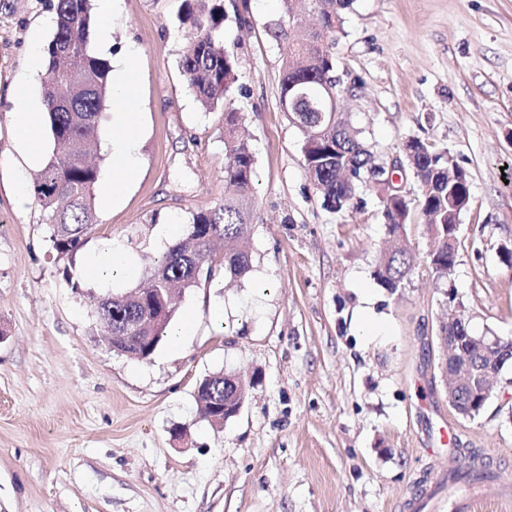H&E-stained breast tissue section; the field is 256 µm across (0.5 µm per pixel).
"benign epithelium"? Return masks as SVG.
I'll return each mask as SVG.
<instances>
[{
	"label": "benign epithelium",
	"instance_id": "1",
	"mask_svg": "<svg viewBox=\"0 0 512 512\" xmlns=\"http://www.w3.org/2000/svg\"><path fill=\"white\" fill-rule=\"evenodd\" d=\"M402 169V162L398 158L387 167L377 164L373 179L382 186L389 185L395 182L394 175ZM134 299L150 301L155 313L146 319L132 321L121 331L112 334L111 348L127 355L130 354L128 347L132 335L147 330L150 324L164 318L170 306V302L164 296L152 294L150 288L136 289ZM472 339L474 338L470 336L463 339L458 336L446 339L442 337L440 347L444 353L442 370L448 386V403L457 411L459 406L466 402L475 413L485 406L491 396V388L486 382L496 377L503 362L512 357V340H505L496 335L480 336L474 339L479 357L459 361L458 356L464 341ZM225 379L229 381L231 389L228 395L221 396L206 385H200L196 390V402L201 416L214 423H224L236 416L245 403L249 389L254 385V382L236 374H227Z\"/></svg>",
	"mask_w": 512,
	"mask_h": 512
}]
</instances>
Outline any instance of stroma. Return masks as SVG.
I'll use <instances>...</instances> for the list:
<instances>
[{"label": "stroma", "mask_w": 512, "mask_h": 512, "mask_svg": "<svg viewBox=\"0 0 512 512\" xmlns=\"http://www.w3.org/2000/svg\"><path fill=\"white\" fill-rule=\"evenodd\" d=\"M53 0H0V512H402L451 469L474 512H512V364L475 419L448 404L438 338L455 287L470 332L512 338V0H354L336 53L358 86L340 110L378 163L411 138L448 150L470 180L451 281L437 278L420 209L405 243L418 265L402 288L378 281L389 240L375 191L325 209L304 166L302 130L279 99L280 0H224V41L240 59L232 99L254 155L251 270L186 289L179 349L142 360L112 352L89 296L147 285L162 224L224 201V109L203 106L178 68L184 0H121L109 63L140 76V172L103 202L108 150L94 158L97 222L61 256L35 200L40 171L15 139L12 87L43 100ZM134 276L84 269L104 244ZM223 307V322L211 311ZM256 384L236 417L202 418L204 377Z\"/></svg>", "instance_id": "1"}]
</instances>
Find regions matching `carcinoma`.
I'll return each mask as SVG.
<instances>
[{"instance_id":"1","label":"carcinoma","mask_w":512,"mask_h":512,"mask_svg":"<svg viewBox=\"0 0 512 512\" xmlns=\"http://www.w3.org/2000/svg\"><path fill=\"white\" fill-rule=\"evenodd\" d=\"M351 5L352 0H315L322 31L301 44L286 45L280 98L288 99L299 92L315 98L328 91L338 95L345 90V85L336 83V42L343 32V14ZM53 9L55 29L47 47L49 72L75 68L83 71L90 82V88L81 93H63L50 85L43 93L50 132L63 151L48 158L31 184V194L45 213L52 248L63 255L76 253L96 222L92 192L98 171L84 165L82 157L98 143L100 118L110 106V64L88 43L94 23L90 0H55ZM177 19L188 30L178 61L180 73L197 98L213 105L224 103L228 162L224 167V203L212 211L192 215L186 233L154 261L153 269L161 271L162 276L150 277V287L166 296L176 289L196 286L200 278L211 279L213 267L218 264L234 278L244 277L251 267L248 196L254 156L248 142L237 134L239 115L231 107L240 61L221 36L224 5L220 0H185V9ZM295 120L304 135L302 153L310 166L308 173L325 208L340 211L349 207L363 187L379 192L394 245L382 253L377 278L390 291H396L415 267L414 256L402 245L412 204L402 199L387 200L384 189L371 182L374 154L359 130L329 116L319 121L314 112H304ZM449 159L448 152L426 145L414 156L412 166L422 186L418 206L435 243L430 263L440 278L448 277V233L465 211L462 203L471 198L469 182L448 183L442 169ZM213 235L235 241L238 247L219 259L211 248ZM90 303L101 319L120 327L150 308L132 301L129 292L120 302L107 296L92 297Z\"/></svg>"}]
</instances>
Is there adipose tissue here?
Wrapping results in <instances>:
<instances>
[{
    "mask_svg": "<svg viewBox=\"0 0 512 512\" xmlns=\"http://www.w3.org/2000/svg\"><path fill=\"white\" fill-rule=\"evenodd\" d=\"M138 85L137 71L125 61H118L113 78L111 108L114 116L112 126L119 130L120 135L112 140V182L108 187L110 196L115 199L138 174L136 155L139 143L134 135L140 122V115L134 110V94Z\"/></svg>",
    "mask_w": 512,
    "mask_h": 512,
    "instance_id": "ef3b65f1",
    "label": "adipose tissue"
}]
</instances>
